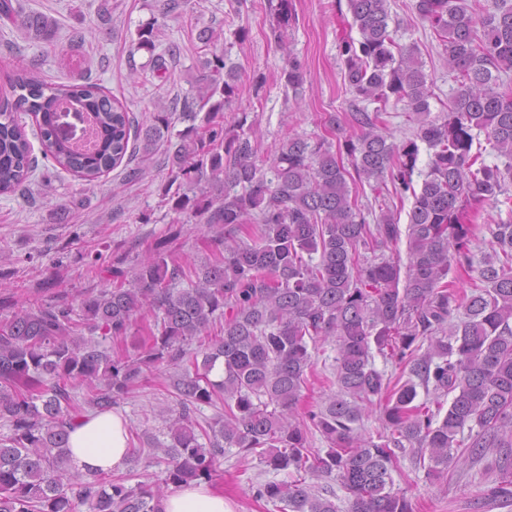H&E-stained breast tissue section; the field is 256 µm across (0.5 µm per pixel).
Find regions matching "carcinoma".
Instances as JSON below:
<instances>
[{"mask_svg": "<svg viewBox=\"0 0 512 512\" xmlns=\"http://www.w3.org/2000/svg\"><path fill=\"white\" fill-rule=\"evenodd\" d=\"M350 29L341 38V64L357 102L377 104L346 114L352 129L344 142L293 135L271 156L246 120L224 127V104L238 91L237 72L224 53L205 57L180 119L188 126L167 141L179 186L164 188L175 221L224 225V250L213 263L184 266L148 257L132 286L89 294L75 318L67 302L22 309L0 323V512H161L163 487L210 480L224 456L257 455L288 482L252 485L255 502L288 512H413L394 489L392 472L411 454L429 461L428 473L479 462L489 451L512 448V3L499 0L481 14L468 0H416L419 18L443 46L457 90L443 117L430 118L432 84L417 50L389 30V0H347ZM279 28L295 21L288 0L275 7ZM0 25L52 41L55 20L0 0ZM157 20L137 29L136 49L153 56ZM285 87L299 93L305 72L288 55ZM14 102L0 109V194L26 186L35 171L32 144L18 114L36 118L46 158L91 185L120 164L131 139L151 152L164 139L172 115L160 110L133 130L129 110L87 77L48 83L31 65L10 82ZM415 116L413 137L391 140L381 121L390 103ZM93 118L95 142L86 149L65 129L69 108ZM205 112L204 124L195 121ZM484 134L501 164L485 163L473 149ZM428 150L419 169L421 146ZM349 165H344L341 154ZM375 181L389 196L411 200L406 230L391 209L375 213L351 186ZM208 190L188 194L186 185ZM486 205L509 209L491 230L492 253L478 282L460 294L451 278L472 269L473 218ZM250 237L245 242L239 232ZM407 238V264L396 254H376ZM188 287L174 289L176 279ZM149 307L154 326L138 341L149 360L187 367L173 380L179 409L171 411L169 443H160L146 466L164 467L162 483L128 484L129 476L74 471L68 438L85 408L110 412L144 380L135 362L112 357L110 340L132 335L133 317ZM224 327L208 345L187 351L208 335L217 317ZM101 331V340L83 330ZM336 344L337 391L315 409L298 412L314 354ZM381 356L399 370L374 366ZM88 397L79 404L76 385ZM425 399L416 402L418 389ZM452 396L449 405L443 398ZM224 411L199 422L201 405ZM380 411L382 431L362 422ZM318 433L325 450L309 448ZM331 478L346 491V509L335 490L313 479ZM512 501V475L503 472L488 489Z\"/></svg>", "mask_w": 512, "mask_h": 512, "instance_id": "carcinoma-1", "label": "carcinoma"}]
</instances>
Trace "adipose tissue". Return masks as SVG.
<instances>
[{"label": "adipose tissue", "mask_w": 512, "mask_h": 512, "mask_svg": "<svg viewBox=\"0 0 512 512\" xmlns=\"http://www.w3.org/2000/svg\"><path fill=\"white\" fill-rule=\"evenodd\" d=\"M69 464L80 470L109 472L132 452L127 423L116 412L76 420L69 436ZM164 512H230L223 492L202 484L181 487L163 500Z\"/></svg>", "instance_id": "adipose-tissue-1"}]
</instances>
